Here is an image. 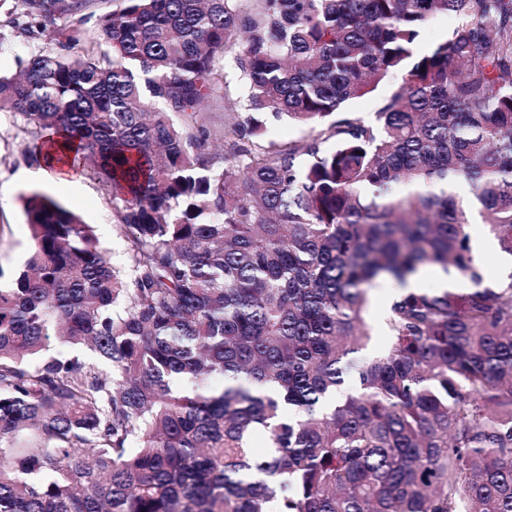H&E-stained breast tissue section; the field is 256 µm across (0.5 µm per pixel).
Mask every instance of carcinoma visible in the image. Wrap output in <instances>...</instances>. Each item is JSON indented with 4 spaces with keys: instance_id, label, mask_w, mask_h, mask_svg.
<instances>
[{
    "instance_id": "cac0c4a2",
    "label": "carcinoma",
    "mask_w": 512,
    "mask_h": 512,
    "mask_svg": "<svg viewBox=\"0 0 512 512\" xmlns=\"http://www.w3.org/2000/svg\"><path fill=\"white\" fill-rule=\"evenodd\" d=\"M98 2L7 12L52 46L0 74V114L34 161L54 132L93 163L129 265L23 198L0 512H512V275L485 284L469 233L475 211L512 257V0H112L95 37L58 25ZM234 48L246 112L217 124ZM395 75L373 123L340 116ZM271 117L321 132L266 146ZM426 265L469 287L372 324L376 282ZM456 24V18L452 14L444 15L434 20L423 32L418 45L419 51H425L435 42L442 40L448 31Z\"/></svg>"
}]
</instances>
